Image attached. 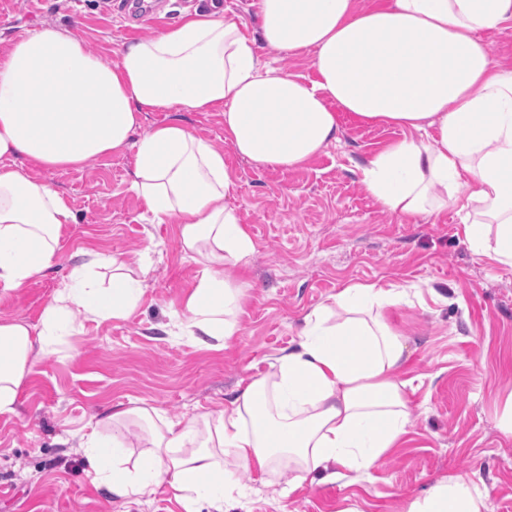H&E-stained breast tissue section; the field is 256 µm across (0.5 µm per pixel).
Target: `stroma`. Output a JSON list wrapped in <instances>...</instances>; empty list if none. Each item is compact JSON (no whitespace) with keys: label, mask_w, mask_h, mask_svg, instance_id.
<instances>
[{"label":"stroma","mask_w":512,"mask_h":512,"mask_svg":"<svg viewBox=\"0 0 512 512\" xmlns=\"http://www.w3.org/2000/svg\"><path fill=\"white\" fill-rule=\"evenodd\" d=\"M126 0H0V42L56 24L113 60L119 38H148L191 13L185 0H155L136 19ZM190 130L223 149L237 182L235 204L254 243L248 262L225 269L247 284L234 335L218 348L184 336L183 304L200 270L175 222L156 224L131 188L135 151L38 176L77 216L66 225L54 265L0 295V319L39 323L64 278L86 253L152 266L128 318L103 325L73 314L53 353L22 385L16 414H0V512H188L168 488L150 502L111 496L93 480L75 432L111 436L113 410L146 403L179 419L222 409L274 357L293 349L304 317L352 283L404 288L387 321L410 355L400 376L411 432L367 473L330 482L314 472L296 481L279 467L224 478V512H401L443 476L477 481L485 512H512V437L500 421L512 399V269L479 259L456 208L409 223L382 210L359 167L400 138L396 129L341 115V140L301 170L258 169L224 142L215 112H186Z\"/></svg>","instance_id":"35a3bbf8"}]
</instances>
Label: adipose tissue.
<instances>
[{
    "instance_id": "1",
    "label": "adipose tissue",
    "mask_w": 512,
    "mask_h": 512,
    "mask_svg": "<svg viewBox=\"0 0 512 512\" xmlns=\"http://www.w3.org/2000/svg\"><path fill=\"white\" fill-rule=\"evenodd\" d=\"M259 35L224 13L221 0L153 38L123 40L113 63L78 34L47 24L0 51V290L22 287L52 265L64 225L77 216L28 166L77 169L135 148L133 190L159 223L175 220L182 248L202 265L189 291L186 329L210 346L237 327L243 286L224 269L246 263L254 242L233 203L237 184L223 150L194 134L182 112H216L224 140L259 168L300 169L341 133L339 115L400 130L360 168L388 213L418 221L464 212L475 255L512 268V69L496 63L480 31L512 22V0H259ZM314 55V78L261 61L258 43ZM148 112L170 120L142 131ZM112 285L74 268L39 324L0 319V414L50 355L66 313L97 324L129 317L151 272L111 261ZM397 286L346 285L305 318L281 354L229 405L162 420L145 404L109 414L112 424L153 430L139 456L120 438L84 433L79 446L97 481L119 498L151 499L162 485L181 501L224 500L228 468L285 466L340 481L372 468L408 434L400 371L406 345L387 308ZM470 481L448 476L402 512H484Z\"/></svg>"
}]
</instances>
